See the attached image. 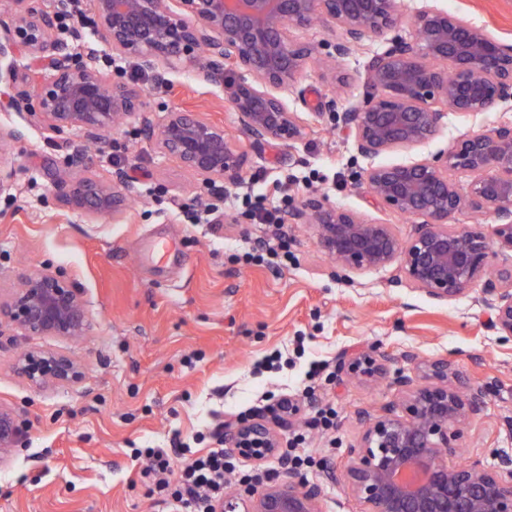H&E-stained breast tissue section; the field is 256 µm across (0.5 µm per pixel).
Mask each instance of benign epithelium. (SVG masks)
Segmentation results:
<instances>
[{
  "label": "benign epithelium",
  "mask_w": 512,
  "mask_h": 512,
  "mask_svg": "<svg viewBox=\"0 0 512 512\" xmlns=\"http://www.w3.org/2000/svg\"><path fill=\"white\" fill-rule=\"evenodd\" d=\"M0 18V109L37 115L58 136L78 130L98 142L141 118L140 132L160 151L210 186L209 215L224 223L239 216L220 212L224 195L243 186L247 154L224 128L198 113L167 110L156 125L143 116L142 92L97 66L103 46L138 70L168 85L166 74L187 66L202 83L224 89L241 132L255 148L298 140L308 127L288 96L301 98L297 76L312 49L294 38L321 19L341 38L333 54L350 55L366 39L384 40L369 59L361 102L342 113L358 154L373 158L422 145L435 137L447 112H494L512 102V44L489 37L467 20L434 5L407 14L399 0H94L88 37L68 32L39 0H10ZM405 25L410 37L388 32ZM471 174L461 185L449 173ZM362 185L372 200L422 220L401 239L390 224L364 220L310 196L288 211L290 224H314L318 244L348 272L397 265L394 283H406L437 301H451L482 285V305L502 343L512 341V267L490 272L493 248L512 252V121L458 138L436 160L379 164L365 170ZM124 171L112 181L80 179L59 190L87 215L121 211L127 204ZM464 207L490 212L491 235L448 223ZM25 336L81 339L92 324L81 289L48 268L22 277L21 287L0 297V325ZM385 355H363L341 369L362 377L386 373ZM18 372L37 387L70 386L83 378L68 355L27 350ZM446 357L425 365L426 383L403 374L406 415L370 423L351 450L347 471L362 512H512V454L497 453L488 468L475 461L450 464L459 427L478 414L490 391L461 394ZM301 412L294 399L269 423L263 418L230 425L225 451L262 461L280 451L279 430ZM26 424L0 407V463L25 436ZM317 484L294 471L256 494L226 496L216 512H320Z\"/></svg>",
  "instance_id": "obj_1"
}]
</instances>
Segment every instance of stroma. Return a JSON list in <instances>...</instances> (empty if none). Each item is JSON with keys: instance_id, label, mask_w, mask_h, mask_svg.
Masks as SVG:
<instances>
[{"instance_id": "stroma-1", "label": "stroma", "mask_w": 512, "mask_h": 512, "mask_svg": "<svg viewBox=\"0 0 512 512\" xmlns=\"http://www.w3.org/2000/svg\"><path fill=\"white\" fill-rule=\"evenodd\" d=\"M440 5L512 43V0ZM295 37L314 53L298 79L305 97L290 99V107L303 102L313 109L332 98L342 112L360 101L365 64L381 41H365L330 79L325 61L334 33L317 26ZM100 64L142 89L151 120L180 107L238 135L222 91L198 83L192 72L170 75L163 87L133 65L119 71L108 59ZM508 118L511 110L452 112L431 141L377 161L430 158ZM0 128L20 133L0 149V172L10 177L0 191V291L18 287L21 273L56 270L83 290L93 318L80 341L11 330L0 337V405L28 424L24 446L0 464V512H161L140 477L136 449L176 435L192 441L216 417L235 422L272 393L302 402L282 443L304 435L311 458L304 473L321 488V512H361L342 477L350 449L369 419L399 409L394 372L419 378L420 364L441 356L453 361L457 387L492 388L485 408L461 428L457 462L490 467L495 451L512 452V345H500L488 328L480 288L442 303L394 286L393 266L336 276L312 224L192 220L188 211L202 213L209 187L160 153L141 134L138 119L105 138L78 167L69 166L66 150L36 116L0 111ZM371 162L356 152L342 122L327 118L296 143L248 149L242 191L225 196L224 209L243 212L246 194L270 208L316 193L407 238L414 219L377 205L359 186ZM119 168L131 191L120 212L85 216L56 189L63 179L108 180ZM275 182L282 183L283 197L266 194ZM280 235L294 256L287 267L242 261L257 241ZM170 238L176 249L152 261V242ZM30 348L71 356L84 368L83 381L31 386L15 370L18 353ZM375 349L386 355L389 375L343 379L339 357ZM326 406L336 411L335 426L312 427L316 410Z\"/></svg>"}]
</instances>
